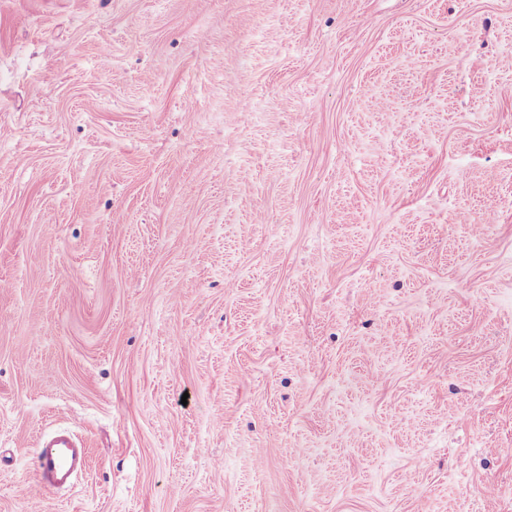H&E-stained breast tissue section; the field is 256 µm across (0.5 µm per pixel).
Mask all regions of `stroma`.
<instances>
[{
	"label": "stroma",
	"mask_w": 512,
	"mask_h": 512,
	"mask_svg": "<svg viewBox=\"0 0 512 512\" xmlns=\"http://www.w3.org/2000/svg\"><path fill=\"white\" fill-rule=\"evenodd\" d=\"M89 468L34 500L43 432ZM512 512V0H0V512Z\"/></svg>",
	"instance_id": "35a3bbf8"
}]
</instances>
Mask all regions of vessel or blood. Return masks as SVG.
Returning <instances> with one entry per match:
<instances>
[{
    "label": "vessel or blood",
    "instance_id": "b4317fda",
    "mask_svg": "<svg viewBox=\"0 0 512 512\" xmlns=\"http://www.w3.org/2000/svg\"><path fill=\"white\" fill-rule=\"evenodd\" d=\"M88 453L74 435L58 429L44 437L36 450L38 490L54 491L69 487L87 467Z\"/></svg>",
    "mask_w": 512,
    "mask_h": 512
}]
</instances>
